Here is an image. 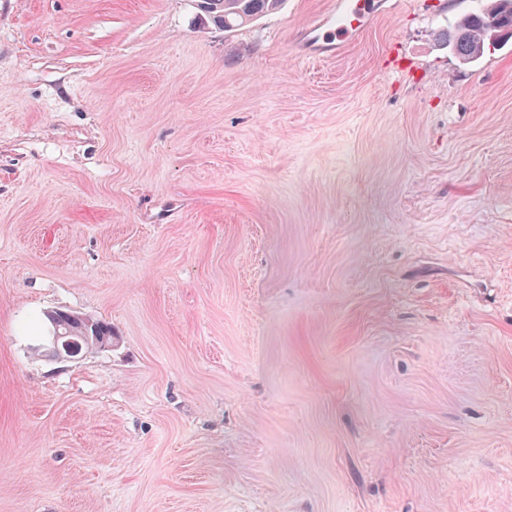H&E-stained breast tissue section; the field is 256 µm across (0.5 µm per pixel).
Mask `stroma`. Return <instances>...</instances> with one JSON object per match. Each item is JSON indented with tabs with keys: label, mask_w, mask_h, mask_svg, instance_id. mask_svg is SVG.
Wrapping results in <instances>:
<instances>
[{
	"label": "stroma",
	"mask_w": 512,
	"mask_h": 512,
	"mask_svg": "<svg viewBox=\"0 0 512 512\" xmlns=\"http://www.w3.org/2000/svg\"><path fill=\"white\" fill-rule=\"evenodd\" d=\"M329 3L0 0V512H512V45ZM201 20L232 30L279 8L283 0H198ZM379 0H336L334 8L302 29V39L314 54L333 53L348 43L379 14ZM50 322L48 324L47 335L45 336V343L48 349L54 354V357L60 361H72L82 357V344L79 340L69 338V334L79 335L76 336L82 340L89 348H97L105 350L112 347V341L100 336H89L86 328L81 332H72L64 334L60 332L61 325L67 320H74L80 318L86 320V317L75 314L66 310H53L48 312Z\"/></svg>",
	"instance_id": "obj_1"
}]
</instances>
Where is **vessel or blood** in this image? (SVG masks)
<instances>
[{
	"mask_svg": "<svg viewBox=\"0 0 512 512\" xmlns=\"http://www.w3.org/2000/svg\"><path fill=\"white\" fill-rule=\"evenodd\" d=\"M379 0H336L334 8L302 30V39L314 53H328L349 42L379 13Z\"/></svg>",
	"mask_w": 512,
	"mask_h": 512,
	"instance_id": "b4317fda",
	"label": "vessel or blood"
}]
</instances>
